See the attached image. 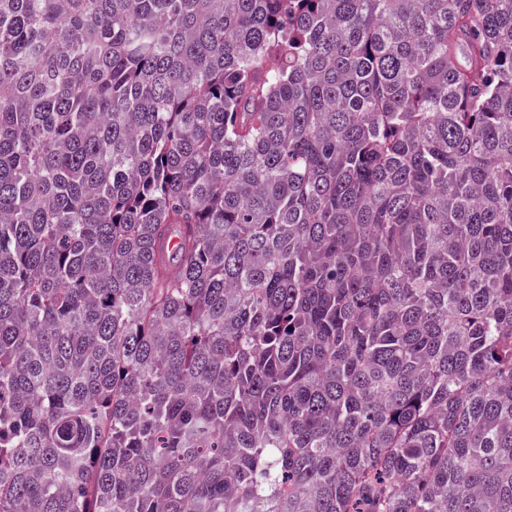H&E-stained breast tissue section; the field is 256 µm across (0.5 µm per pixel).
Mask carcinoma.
I'll use <instances>...</instances> for the list:
<instances>
[{
	"mask_svg": "<svg viewBox=\"0 0 512 512\" xmlns=\"http://www.w3.org/2000/svg\"><path fill=\"white\" fill-rule=\"evenodd\" d=\"M0 512H512V0H0Z\"/></svg>",
	"mask_w": 512,
	"mask_h": 512,
	"instance_id": "obj_1",
	"label": "carcinoma"
}]
</instances>
